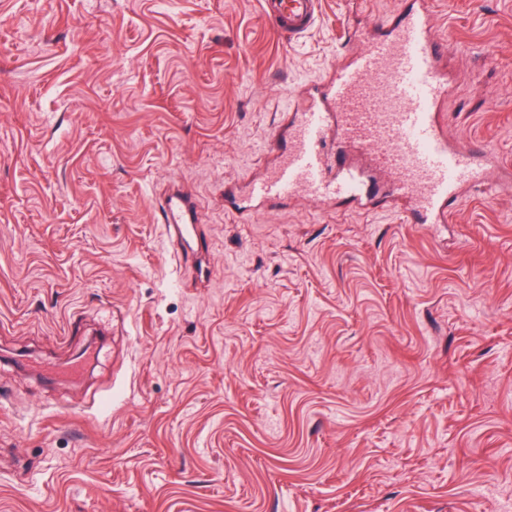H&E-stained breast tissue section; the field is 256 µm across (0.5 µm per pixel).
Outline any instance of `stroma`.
I'll list each match as a JSON object with an SVG mask.
<instances>
[{
	"mask_svg": "<svg viewBox=\"0 0 512 512\" xmlns=\"http://www.w3.org/2000/svg\"><path fill=\"white\" fill-rule=\"evenodd\" d=\"M405 3L291 39L259 0H0V512H512V189L424 226L224 205ZM431 3L448 129L512 166V0ZM162 223L166 224L167 239L171 250L182 264L193 269L195 281L209 283L212 271L196 263V255L201 249L195 219V202L190 193L179 187L169 189L158 204Z\"/></svg>",
	"mask_w": 512,
	"mask_h": 512,
	"instance_id": "35a3bbf8",
	"label": "stroma"
}]
</instances>
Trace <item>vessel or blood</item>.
Instances as JSON below:
<instances>
[{
  "mask_svg": "<svg viewBox=\"0 0 512 512\" xmlns=\"http://www.w3.org/2000/svg\"><path fill=\"white\" fill-rule=\"evenodd\" d=\"M262 9L280 33L299 38L313 27L318 0H262ZM444 49L422 0L378 21L362 48L316 84L304 108L289 113L270 150L271 168L248 186L252 210L304 198L367 211L381 193L414 223H446L453 205L483 182L485 167L498 162L448 131L440 107L451 84L437 66ZM158 212L173 253L197 283H209L211 270L196 262L192 195L171 188Z\"/></svg>",
  "mask_w": 512,
  "mask_h": 512,
  "instance_id": "1",
  "label": "vessel or blood"
}]
</instances>
